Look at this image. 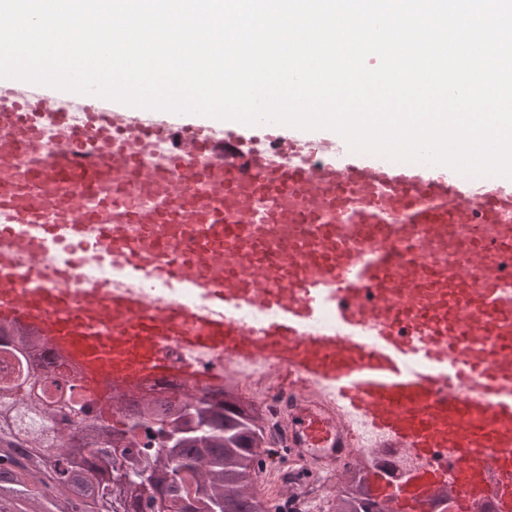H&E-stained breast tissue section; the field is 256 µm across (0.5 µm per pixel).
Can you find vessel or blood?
<instances>
[{
  "label": "vessel or blood",
  "mask_w": 512,
  "mask_h": 512,
  "mask_svg": "<svg viewBox=\"0 0 512 512\" xmlns=\"http://www.w3.org/2000/svg\"><path fill=\"white\" fill-rule=\"evenodd\" d=\"M53 105L0 95V323L36 331L75 364L97 411L111 412L117 383L199 397L223 385L220 368L174 359L176 348L262 358L278 379L264 400L287 403L295 460L327 471L361 462L394 512H429L441 491L463 510L491 498L512 512L511 179L357 151L307 166L295 158L309 138L276 122L261 125L271 152L173 112L135 124L95 95L79 127ZM47 122L57 145L43 141ZM170 138L165 165L147 167L145 147ZM145 194L154 207L139 205ZM88 197L97 210L84 209ZM261 199L275 206L258 219ZM455 224L482 231L454 238ZM89 242L165 296L61 286ZM49 248L64 251L65 270L41 265ZM450 250L452 272L437 261ZM247 309L264 320L245 322ZM311 381L336 405L306 393ZM355 420L409 466L357 459Z\"/></svg>",
  "instance_id": "b4317fda"
}]
</instances>
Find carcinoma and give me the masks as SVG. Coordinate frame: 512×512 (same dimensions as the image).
Masks as SVG:
<instances>
[{"mask_svg":"<svg viewBox=\"0 0 512 512\" xmlns=\"http://www.w3.org/2000/svg\"><path fill=\"white\" fill-rule=\"evenodd\" d=\"M28 335V329L0 326V340H5V348L14 360L6 365V373L0 379V412L11 413L24 432L25 444L31 448L20 453L15 448L0 447V480L11 478L22 486L21 512H71V495L77 489L93 496V501L107 505L112 501V475L130 468L146 473L155 486V493L147 495L140 491L141 485L127 484L136 512H153L157 493L164 497L168 512H183L188 497L186 485L178 476L183 460H194L199 465L197 474L192 476L200 491L196 512H224L221 503L204 488L213 489L224 483L226 475L247 469L260 474L262 457L253 448L258 442L269 447L264 417L260 407L253 403L250 407L258 414L260 424L242 417L237 407L241 403L239 398L216 408L205 398L195 399L186 394L187 404L182 407L171 402L175 412L166 416L160 415L150 403L134 415L124 413L119 407L118 415L109 420L96 416L92 420L94 433L85 435L83 441L93 443L102 431L124 435L135 430L140 422L150 420L160 422L152 437L160 439L166 448L156 452L133 443L120 460L110 453L84 456L76 450L74 437L68 430L86 413V406L70 405L65 413L46 403L43 380L30 371L28 358L17 343L18 338ZM51 420L62 423L55 434L54 448L63 456L58 462L62 473L73 478L71 486L59 483L57 468L48 466L40 454L45 445V427ZM174 429L179 435L171 440L169 436ZM374 506L364 477L348 469L345 482L333 496L331 512H373Z\"/></svg>","mask_w":512,"mask_h":512,"instance_id":"carcinoma-1","label":"carcinoma"}]
</instances>
